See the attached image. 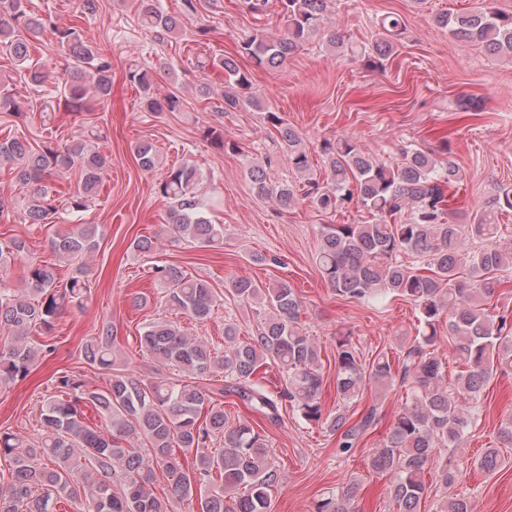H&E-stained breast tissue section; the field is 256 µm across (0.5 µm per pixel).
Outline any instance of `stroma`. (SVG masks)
Here are the masks:
<instances>
[{
  "label": "stroma",
  "instance_id": "1",
  "mask_svg": "<svg viewBox=\"0 0 512 512\" xmlns=\"http://www.w3.org/2000/svg\"><path fill=\"white\" fill-rule=\"evenodd\" d=\"M98 2V12L84 18L78 15L76 0L29 2L33 11L51 16L56 24L79 22L86 37L112 52V98L86 113L88 122L103 132L97 147L109 164L97 197L85 211L62 210L52 223L38 225L27 217L30 188L18 185L8 166H0V202L5 205L0 237L24 239L28 257L56 264L59 276L69 277L72 268L58 261L52 238L68 224L101 228L99 246L87 261L94 288L83 309L58 319L54 355L34 366L27 378L0 385V430L36 433L40 406L54 391L55 371L84 377L92 386L105 385V375L90 369L82 356L84 343L102 321L116 326L126 366L144 367L135 338L144 324L166 314L151 273L157 264L179 266L222 292L208 321H181L190 335L218 350L224 347L225 322L236 323L247 336L257 321L253 309L226 293L230 278L288 281L303 301L300 322L320 349L324 408L336 411L337 337L349 336L361 360L381 353L394 359L413 341L417 312L413 303L398 297L367 302L336 296L319 274L315 254L322 226L373 223L366 209L353 204L323 214L303 202L279 212L252 195L247 175L252 158L271 156L272 180L292 177V164L274 145L276 132L265 114L280 113L298 130L313 173L320 178L325 165L317 146L325 138H350L379 162L392 165L405 146L435 150L441 137H449L467 204L472 209L483 206L493 182L512 181V63L490 55L482 45L456 40L434 22L445 11L475 9L478 0H331L327 26L360 48L378 39L384 16L396 14L404 20L406 32L383 68H367L361 57L335 52L316 35L274 71L252 69L249 59H240L241 69L252 72L254 102L231 112L224 109L222 71H204L197 63L234 53L237 42L254 30L274 36L283 25L278 0H269L258 19L240 0H218L216 6L189 16L183 0H160L168 13L183 19L182 30L175 34L142 29L137 23L141 0ZM201 27L209 30L203 40L195 36ZM133 63L154 69L158 96L180 93L181 111H143L138 89L126 78ZM204 84L211 89L206 97L199 92ZM466 99L477 106V113L460 110V101ZM211 128L223 130L237 143V151L215 146L206 135ZM81 132L79 122L64 109L47 124L35 112L25 121L0 112V141L22 135L37 143L50 137L62 145ZM141 140L156 147L158 170L147 172L137 165L133 152ZM184 162L204 171L201 199L211 220L225 228L223 245L167 242L150 254L135 251L132 240L154 235L166 218L167 204L156 193V183L164 169ZM141 294L146 305L134 307L133 297ZM404 396L397 386L383 395L365 389L348 413L356 418L374 405L377 420L354 452L345 455L337 454L336 437L306 424L290 408H283L280 421L264 423L272 457L284 474L273 493L272 512H313L321 496L352 482L360 488L361 512H398L366 458L383 439ZM511 415L512 375L496 376L481 395L476 427L459 447L442 451L449 462L462 466L455 489L466 493L474 512H512V448L503 449L494 474L472 465L484 449L494 447L501 422Z\"/></svg>",
  "mask_w": 512,
  "mask_h": 512
}]
</instances>
